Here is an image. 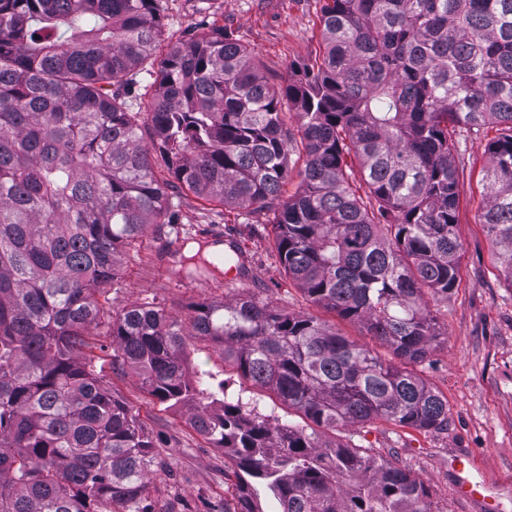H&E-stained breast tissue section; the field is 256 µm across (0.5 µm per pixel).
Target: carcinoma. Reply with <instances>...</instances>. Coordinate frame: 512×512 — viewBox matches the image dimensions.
I'll use <instances>...</instances> for the list:
<instances>
[{
	"instance_id": "carcinoma-1",
	"label": "carcinoma",
	"mask_w": 512,
	"mask_h": 512,
	"mask_svg": "<svg viewBox=\"0 0 512 512\" xmlns=\"http://www.w3.org/2000/svg\"><path fill=\"white\" fill-rule=\"evenodd\" d=\"M159 2L0 0V512H141L162 467L83 353L120 248L170 213L146 123L181 186L272 214L288 277L390 357L241 296L195 305L187 325L145 304L109 316L123 362L161 403H195L194 429L233 449L236 512H264L263 496L273 512H431L423 481L335 433L448 425L414 366L439 336L425 295L458 282L453 150L465 130L496 126L480 223L512 282V0H322V55L284 84L222 27L157 54ZM148 63L141 112L127 87ZM285 99L304 162L284 200ZM189 260L193 276L239 258ZM192 338L307 423L201 397Z\"/></svg>"
}]
</instances>
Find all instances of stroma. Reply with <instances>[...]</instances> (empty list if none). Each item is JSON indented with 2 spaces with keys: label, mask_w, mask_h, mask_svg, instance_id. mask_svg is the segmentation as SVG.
Returning <instances> with one entry per match:
<instances>
[{
  "label": "stroma",
  "mask_w": 512,
  "mask_h": 512,
  "mask_svg": "<svg viewBox=\"0 0 512 512\" xmlns=\"http://www.w3.org/2000/svg\"><path fill=\"white\" fill-rule=\"evenodd\" d=\"M320 8V0H160L165 41L185 42L225 28L275 84L288 79L295 63L312 62L321 52ZM495 134L492 128L470 131L455 145L462 243L458 285L448 295L428 298L440 337L416 367L447 401V427L416 430L377 420L336 429L340 440L423 480L432 512H486L489 503L495 512H512V283L500 274L496 247L479 222L485 205L480 180ZM168 195L173 225H147L142 237L122 251L117 279L101 298L107 312L148 304L185 321L199 302L251 295L272 307L335 323L343 334L363 340L360 325L315 306L288 278L267 214L209 202L179 187ZM201 225L236 235L249 262L245 279L176 275L183 245ZM88 341L105 383L137 414L163 462L147 479L142 507L147 512H234L238 479L230 450L215 447L191 428V408L163 405L143 388L138 375L118 360L108 323L91 327ZM187 366L189 378L207 390L227 382V399L249 402L272 425L299 424L298 414L253 390L225 366L211 342L192 340ZM466 457L473 477L489 481V502L457 494L452 462Z\"/></svg>",
  "instance_id": "35a3bbf8"
}]
</instances>
